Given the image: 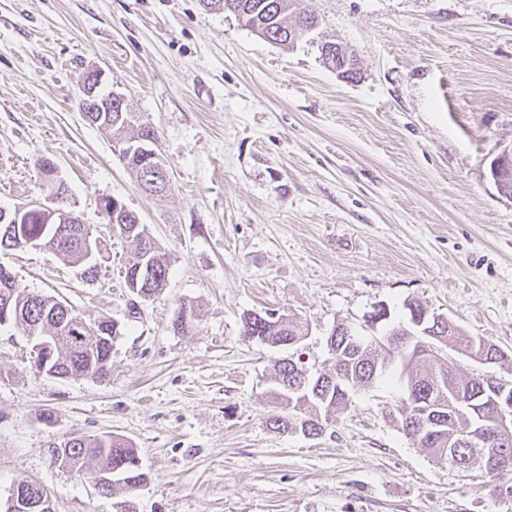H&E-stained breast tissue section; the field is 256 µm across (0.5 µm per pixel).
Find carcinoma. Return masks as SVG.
I'll use <instances>...</instances> for the list:
<instances>
[{
	"mask_svg": "<svg viewBox=\"0 0 512 512\" xmlns=\"http://www.w3.org/2000/svg\"><path fill=\"white\" fill-rule=\"evenodd\" d=\"M207 11L230 12L238 17L250 31L274 44L288 43V32L302 37L318 25V18L307 9L290 8L294 0H200ZM127 108L118 106L112 112L87 113L88 122L112 134L133 136L139 134V124L124 125L119 117H127ZM115 224L128 240L133 253L132 263L126 268L125 284L151 296L161 291L167 278L168 261L146 225L129 215H116ZM20 235L39 237L45 247L74 264L83 262L81 239L87 230L85 224H21ZM67 303L43 294L30 292L13 282L3 285L0 276V313L7 312L9 323L23 327L36 342L47 343L46 351L37 355V372L56 378H102L112 366V341L119 335V323L107 317L93 322V331L83 342L77 340L73 319L76 312L65 310ZM180 322L174 329L185 331L199 320L202 309L195 306L178 308ZM245 335L271 347L293 346L304 337L305 326L290 317L282 320L273 313H250L244 317ZM429 334L411 337L410 352L419 353L415 360L398 358L387 363L388 352L381 341L394 331L391 322H381L382 334L378 339L366 340L361 335L352 339L340 330L328 340L333 361L311 384L309 400L291 402L292 385L299 384L303 367L291 358L275 365V389L272 391L277 411L267 419V425L278 433H305L322 431L336 412L347 408L351 394L370 388L377 383H391L399 391V405L393 419L405 437L437 461H447L458 469L478 471L489 477L490 491L502 498H512V435L500 438L487 434L481 441L467 440L471 411L464 402L480 411H493L490 387L494 385L496 365L508 359V354L493 340L473 336L452 321L428 326ZM476 362H490L489 370L476 377L459 373L451 359L437 357L438 346ZM434 404L442 403L446 434L437 437L429 429L415 425L408 411L406 391ZM55 456L81 470L91 462L97 469L112 471L115 490L134 492L145 481L133 448L122 438L111 435L72 437L55 447Z\"/></svg>",
	"mask_w": 512,
	"mask_h": 512,
	"instance_id": "carcinoma-1",
	"label": "carcinoma"
}]
</instances>
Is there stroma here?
<instances>
[{
    "label": "stroma",
    "instance_id": "1",
    "mask_svg": "<svg viewBox=\"0 0 512 512\" xmlns=\"http://www.w3.org/2000/svg\"><path fill=\"white\" fill-rule=\"evenodd\" d=\"M293 45L199 0H0V206L42 198L54 161L104 244L97 274L45 249L0 251L32 292L115 319L101 379L36 373L0 328V497L42 483L55 512H512L484 477L432 460L392 420L387 386L355 393L323 436L272 431L274 364L331 363L338 324L372 335L380 303L416 300L512 353V198L490 165L512 144V0H307ZM357 58L344 78L321 45ZM158 131L170 191L145 193L78 108L88 68ZM134 211L168 258L143 300L100 198ZM199 305L175 330L180 305ZM296 317L294 349L245 335L253 312ZM109 433L145 485L103 495L53 450Z\"/></svg>",
    "mask_w": 512,
    "mask_h": 512
}]
</instances>
